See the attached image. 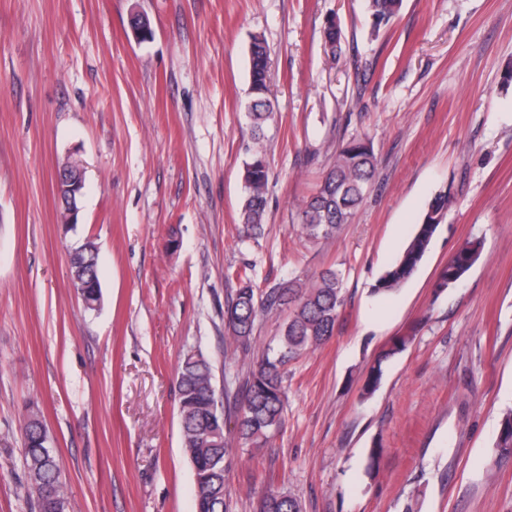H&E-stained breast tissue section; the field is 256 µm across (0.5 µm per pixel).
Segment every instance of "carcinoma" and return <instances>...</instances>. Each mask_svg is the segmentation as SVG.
<instances>
[{
    "instance_id": "obj_1",
    "label": "carcinoma",
    "mask_w": 512,
    "mask_h": 512,
    "mask_svg": "<svg viewBox=\"0 0 512 512\" xmlns=\"http://www.w3.org/2000/svg\"><path fill=\"white\" fill-rule=\"evenodd\" d=\"M402 0H368L374 27L388 24L397 15ZM269 56L266 43L252 36L249 45V103L253 146L246 148L243 162L241 224L248 236L263 234L267 208L268 161L261 147L266 126L274 119L275 105L269 98ZM377 158L372 146L353 138L338 151L315 193L302 211V230L310 239H330L349 223L373 185ZM448 191L441 190L428 202L421 221L397 260L379 276L373 291L379 295L398 291L419 269L439 226L448 213ZM481 242L469 240L458 247L442 271L440 280L451 287L458 272H467L480 255ZM72 282L86 308L100 302L98 253L88 241L70 255ZM239 287L224 309L231 336L248 347L261 314L290 309L277 347L257 363L246 381L243 403L237 414L240 438L260 447L282 424L286 391L282 368L288 361L318 347L333 336L344 305L342 275L328 268L313 273L308 281L290 279L265 291L254 287L247 272H236ZM410 338L395 339L382 351L363 384V394L376 390L382 364L403 352ZM179 415L185 451L195 475L196 512H229L224 464L230 448L224 437V416L212 390V367L201 354L184 356L178 373ZM22 447L27 469V489L36 512H66V482L59 456L50 447L48 429L36 412L22 427ZM496 448L501 457L512 456V410L504 413ZM257 512H301L297 498L284 491L268 490L257 503Z\"/></svg>"
}]
</instances>
